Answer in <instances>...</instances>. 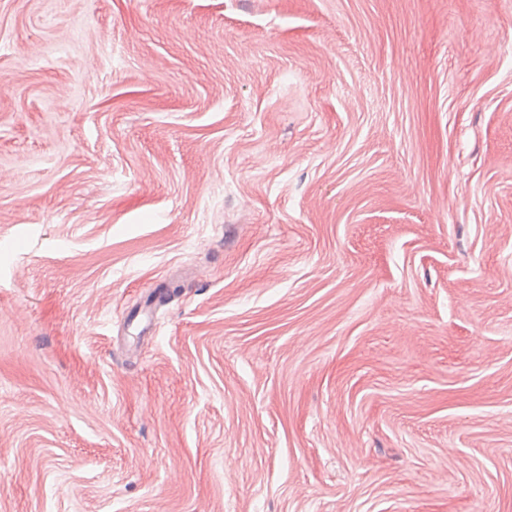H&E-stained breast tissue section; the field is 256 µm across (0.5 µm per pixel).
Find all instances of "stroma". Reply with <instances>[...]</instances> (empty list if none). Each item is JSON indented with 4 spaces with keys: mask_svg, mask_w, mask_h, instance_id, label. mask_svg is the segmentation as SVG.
<instances>
[{
    "mask_svg": "<svg viewBox=\"0 0 512 512\" xmlns=\"http://www.w3.org/2000/svg\"><path fill=\"white\" fill-rule=\"evenodd\" d=\"M0 512H512V0H0Z\"/></svg>",
    "mask_w": 512,
    "mask_h": 512,
    "instance_id": "stroma-1",
    "label": "stroma"
}]
</instances>
